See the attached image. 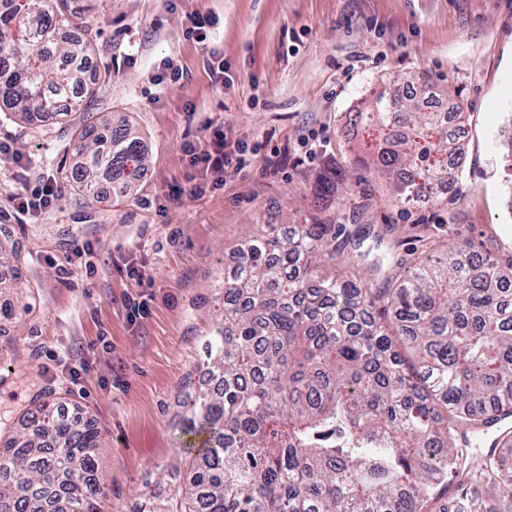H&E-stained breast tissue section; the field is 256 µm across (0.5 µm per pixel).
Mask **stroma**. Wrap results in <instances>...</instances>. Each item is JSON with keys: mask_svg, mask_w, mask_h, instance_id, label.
Here are the masks:
<instances>
[{"mask_svg": "<svg viewBox=\"0 0 512 512\" xmlns=\"http://www.w3.org/2000/svg\"><path fill=\"white\" fill-rule=\"evenodd\" d=\"M99 90L70 119L17 123L0 116V246L25 263L18 293L0 307V428L28 430L27 409L55 397L100 432L102 512H172L184 485L178 420L186 377L200 378L202 338L216 321L228 256L247 225L326 216L345 245L357 228L380 237L394 271L425 243L469 242L512 263L503 136L512 112V0H75ZM213 14L208 44L185 37L188 17ZM231 82L212 83L211 51ZM181 83L154 85L168 66ZM428 84L459 114L464 157L456 186L429 202L396 199L363 165L353 115L386 92ZM129 123L146 169L129 192L61 186L51 209L20 214L9 196L59 180L84 117ZM261 152L226 185L172 198L186 184L180 147L208 124ZM343 181L329 206L316 194L326 166ZM89 245L91 253L77 255ZM145 273L132 276V269ZM144 302L129 318L130 301Z\"/></svg>", "mask_w": 512, "mask_h": 512, "instance_id": "1", "label": "stroma"}]
</instances>
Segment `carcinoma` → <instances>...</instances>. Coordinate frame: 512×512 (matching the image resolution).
Segmentation results:
<instances>
[{
  "label": "carcinoma",
  "instance_id": "1",
  "mask_svg": "<svg viewBox=\"0 0 512 512\" xmlns=\"http://www.w3.org/2000/svg\"><path fill=\"white\" fill-rule=\"evenodd\" d=\"M72 0H0V112L62 120L95 92L84 41L61 39ZM396 196L455 182L448 113L386 93L355 115ZM63 181L100 176L127 192L140 138L90 120ZM341 175L320 174L335 195ZM336 225L254 224L224 273L220 319L203 342L210 384L188 392L190 475L180 512H512V265L474 254L417 259L370 279L324 271ZM34 429L0 430V512H100L99 433L38 404Z\"/></svg>",
  "mask_w": 512,
  "mask_h": 512
}]
</instances>
